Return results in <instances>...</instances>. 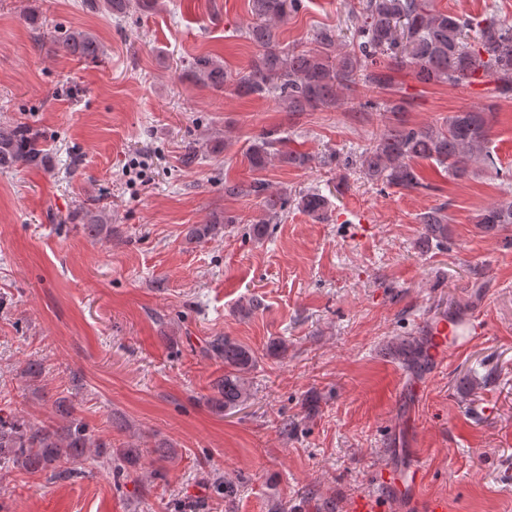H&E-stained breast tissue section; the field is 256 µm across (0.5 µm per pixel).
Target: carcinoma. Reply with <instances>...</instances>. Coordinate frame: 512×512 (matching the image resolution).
Wrapping results in <instances>:
<instances>
[{
    "mask_svg": "<svg viewBox=\"0 0 512 512\" xmlns=\"http://www.w3.org/2000/svg\"><path fill=\"white\" fill-rule=\"evenodd\" d=\"M157 0H98V8L121 20L135 11L154 10ZM301 6L300 0H251L254 21L245 32L258 53L245 70L233 74L224 61L209 55L193 59L192 69L199 82L215 90L232 85L242 96L271 97L287 112L298 114L317 109H336L345 98L354 101L359 112H386L392 115L375 143L363 149L355 163L366 179L405 191L426 188L418 175L419 161L434 162L452 178L468 175L473 162L481 159L494 164L486 150L495 113L489 108L469 109L449 116L441 125L411 127L399 118L408 101L404 96L383 100L379 94L392 90V73L408 70L421 85L448 83L466 85L477 80L495 84L492 93L512 97V23L495 14L480 19L438 11L431 0H357L349 10L358 20L348 49L341 48L340 30L321 27L302 47L280 42V25ZM67 53L81 58L100 52L89 32L71 31L63 39ZM291 139L277 130L261 133L246 156L254 171H262L276 161L303 168L310 156L290 147ZM47 157L38 135L21 126H0V170L41 164ZM228 196H253L260 200L263 215L252 225L253 235L261 237L270 224L281 223L288 203L313 216L325 214L328 199L317 189L288 199L273 193L261 178L249 184L224 182ZM70 220L84 225L93 237L110 231L102 211L85 207L72 213ZM238 218L226 215L209 224H193L188 240L219 235L224 225ZM477 223L486 230L512 224V200L484 208ZM425 243L448 245V213L432 208L419 217ZM211 351L224 360V377L215 382L217 395L209 403L217 412L233 410L251 397L246 375L255 365L254 352L228 336L214 339ZM410 367L418 365L423 346L408 342L398 350ZM62 421L34 423L24 416L0 409V463H11L24 471L48 473L53 479L71 476L67 464L88 448L97 449L107 466L119 471L120 459L112 457V446L96 441L87 425L73 416V407L64 397L55 401Z\"/></svg>",
    "mask_w": 512,
    "mask_h": 512,
    "instance_id": "cac0c4a2",
    "label": "carcinoma"
}]
</instances>
